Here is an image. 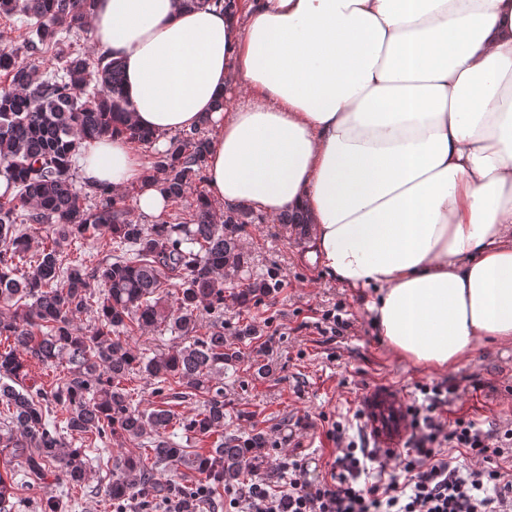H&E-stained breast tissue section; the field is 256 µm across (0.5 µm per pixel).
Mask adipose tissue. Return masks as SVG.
Wrapping results in <instances>:
<instances>
[{
	"mask_svg": "<svg viewBox=\"0 0 512 512\" xmlns=\"http://www.w3.org/2000/svg\"><path fill=\"white\" fill-rule=\"evenodd\" d=\"M88 29L130 122L162 146L209 117L211 202L307 213L398 355L444 369L512 337V0H98ZM82 154L117 195L146 169L122 136Z\"/></svg>",
	"mask_w": 512,
	"mask_h": 512,
	"instance_id": "obj_1",
	"label": "adipose tissue"
}]
</instances>
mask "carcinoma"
<instances>
[{
	"label": "carcinoma",
	"instance_id": "obj_1",
	"mask_svg": "<svg viewBox=\"0 0 512 512\" xmlns=\"http://www.w3.org/2000/svg\"><path fill=\"white\" fill-rule=\"evenodd\" d=\"M95 0H0V17L18 18L31 54H54L44 71L21 60L17 51L0 49V163L16 194L0 196V449L13 464L9 479L0 474V512H21L32 505L16 499V476L42 481L59 471L72 487L82 485L92 459L64 433L78 435L90 448L119 436L146 452L119 460L107 489L118 506L139 498L147 512L161 500L187 512L194 509V485L162 484L155 470L184 466L203 475L214 506L224 486L238 481L250 464L249 453L265 449L256 432L243 441L226 437L224 388L213 384L224 365L238 358L224 340V281L249 263L233 225L247 224L243 209L219 215L206 195H197L190 218L177 224H135L127 218L124 197L112 186L76 188L72 169L82 141L123 135L142 144L153 134L124 122L121 64L98 51L65 48L70 35L87 24ZM209 141L204 127L175 134L156 153L144 182L161 187L174 202L201 180ZM97 198L101 207L92 209ZM40 240L33 241L32 226ZM93 235L104 241L106 258L89 268L70 257L69 247ZM29 258L18 273L15 259ZM180 280L175 292L166 289ZM101 285L99 293L91 282ZM263 277L249 279L234 294L242 304L268 295ZM219 325L197 335L200 311ZM93 312L96 323L83 330L77 319ZM153 327L190 339L168 352L134 353L122 334L129 327ZM52 365L64 360L69 371L47 389L29 372V361ZM140 373L163 399L200 396L202 407L191 418L158 406H133L123 381ZM62 409L63 427L49 421L48 408ZM202 437L217 435L212 448L195 456L172 439L169 428ZM34 512H66L68 498L46 495Z\"/></svg>",
	"mask_w": 512,
	"mask_h": 512
}]
</instances>
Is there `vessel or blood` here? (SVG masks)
<instances>
[{
	"label": "vessel or blood",
	"mask_w": 512,
	"mask_h": 512,
	"mask_svg": "<svg viewBox=\"0 0 512 512\" xmlns=\"http://www.w3.org/2000/svg\"><path fill=\"white\" fill-rule=\"evenodd\" d=\"M361 428L379 455L402 452L410 433V403L394 386L380 383L358 399Z\"/></svg>",
	"instance_id": "obj_1"
}]
</instances>
